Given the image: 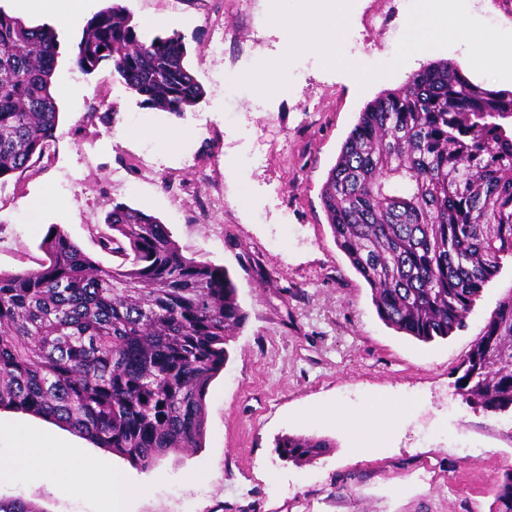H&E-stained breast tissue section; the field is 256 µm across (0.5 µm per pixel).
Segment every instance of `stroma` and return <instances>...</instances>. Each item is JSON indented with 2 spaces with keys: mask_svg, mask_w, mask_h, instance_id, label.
I'll list each match as a JSON object with an SVG mask.
<instances>
[{
  "mask_svg": "<svg viewBox=\"0 0 512 512\" xmlns=\"http://www.w3.org/2000/svg\"><path fill=\"white\" fill-rule=\"evenodd\" d=\"M115 2L144 39L181 35L205 94L178 118L142 104L111 63L83 74L76 46L106 0H82L76 23L68 13L47 12L45 0H0L25 24L54 30L51 92L60 111L49 152L0 183V269L37 267L53 226L101 266L115 265L92 229L123 203L166 224L186 257L223 267L247 318L209 385L201 448L170 452L142 471L66 429L2 409L0 452L43 436L75 469L90 459L149 485L147 496L126 499L120 512H491L494 482L512 467V418L468 407L452 370L512 289V258L485 286L465 327L418 341L378 317L369 286L333 240L320 191L364 106L423 64L452 61L493 90H512V81L475 73L461 44L417 53L363 88L306 52L287 69L289 87L266 97L226 80L283 56L268 0ZM409 5L354 0L348 35L369 65L393 59ZM177 125L189 129L188 138L161 147ZM135 126L147 136H123ZM42 193L49 203L40 223H30L25 205ZM372 402L392 417L368 455L352 432L307 417L336 405L355 416ZM285 434L320 436L333 446L296 464L278 455ZM0 499L38 512H105L108 496L72 493L51 471H21L0 483Z\"/></svg>",
  "mask_w": 512,
  "mask_h": 512,
  "instance_id": "1",
  "label": "stroma"
}]
</instances>
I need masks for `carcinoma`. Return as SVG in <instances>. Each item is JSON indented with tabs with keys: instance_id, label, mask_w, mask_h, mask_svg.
I'll use <instances>...</instances> for the list:
<instances>
[{
	"instance_id": "cac0c4a2",
	"label": "carcinoma",
	"mask_w": 512,
	"mask_h": 512,
	"mask_svg": "<svg viewBox=\"0 0 512 512\" xmlns=\"http://www.w3.org/2000/svg\"><path fill=\"white\" fill-rule=\"evenodd\" d=\"M177 33L142 38L116 4L84 26L76 64L103 62L142 103L181 117L204 90ZM57 38L0 8V180L26 172L54 141ZM336 246L372 292L378 316L417 340L463 326L512 256V91L471 81L446 60L369 102L321 191ZM99 233L120 262L102 268L50 231L37 268L0 270V409L21 410L151 469L198 448L205 397L246 314L222 267L182 254L157 218L117 204ZM457 394L512 414V288L457 365ZM331 442L284 435L288 461ZM493 512H512V468Z\"/></svg>"
}]
</instances>
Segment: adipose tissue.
<instances>
[{
	"label": "adipose tissue",
	"instance_id": "obj_1",
	"mask_svg": "<svg viewBox=\"0 0 512 512\" xmlns=\"http://www.w3.org/2000/svg\"><path fill=\"white\" fill-rule=\"evenodd\" d=\"M24 467L68 473V485L76 493L91 488L108 491L111 512H118L119 505L125 498L140 496L147 491L146 486L129 483L120 472L111 469L95 471L94 479L89 483L82 478L71 476L72 465L58 448L35 446L13 449L6 456L0 454L1 481L12 478Z\"/></svg>",
	"mask_w": 512,
	"mask_h": 512
}]
</instances>
